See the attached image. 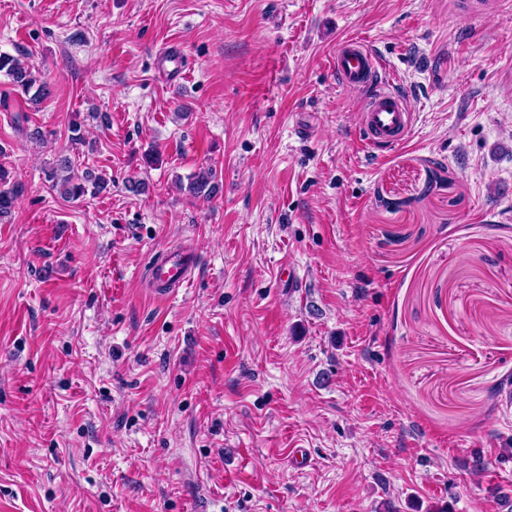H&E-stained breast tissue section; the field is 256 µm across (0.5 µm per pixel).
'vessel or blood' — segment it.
<instances>
[{"label": "vessel or blood", "instance_id": "1", "mask_svg": "<svg viewBox=\"0 0 512 512\" xmlns=\"http://www.w3.org/2000/svg\"><path fill=\"white\" fill-rule=\"evenodd\" d=\"M330 66L343 87L368 94L362 111V135L368 147L380 150L407 139L414 121L412 104L408 96L394 88L391 79L383 77L382 61L362 40H341ZM152 275L164 284H181L189 279L187 264L176 256L157 263Z\"/></svg>", "mask_w": 512, "mask_h": 512}]
</instances>
